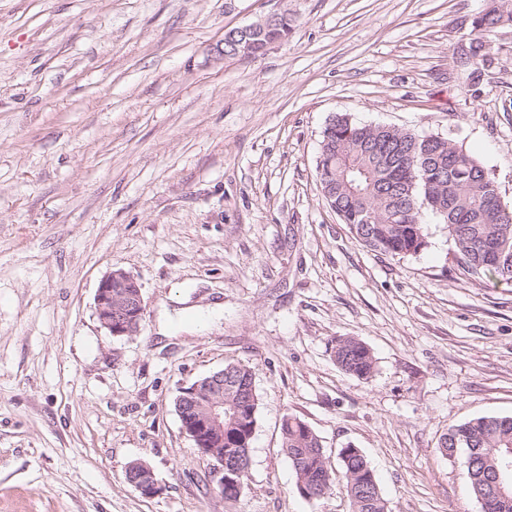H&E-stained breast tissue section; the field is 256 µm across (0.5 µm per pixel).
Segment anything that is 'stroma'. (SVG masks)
I'll return each mask as SVG.
<instances>
[{
    "mask_svg": "<svg viewBox=\"0 0 512 512\" xmlns=\"http://www.w3.org/2000/svg\"><path fill=\"white\" fill-rule=\"evenodd\" d=\"M488 3L0 0V512H350L340 471L300 494L287 415L329 458L360 448L388 512H482L438 445L512 415V286L463 273L430 213L418 254L360 244L316 163L345 114L463 145L511 207L512 26L481 76L465 62ZM283 6L288 41L225 59L227 30ZM117 268L142 288L135 336L94 311ZM339 336L373 351L370 379L336 366ZM228 362L260 395L235 503L175 406ZM134 465H141L142 468L145 470V473L136 475V472H133L132 476L130 475V477H132L131 483L134 486L130 483V479L128 478V475H126L127 483L131 487H133L135 490L137 489L145 497H152V496H155L156 494H158L160 491V488H159L158 483L155 480L154 475H153L152 471L150 470V468L148 466H146L145 464L138 462L131 466H128L127 469L131 471V468Z\"/></svg>",
    "mask_w": 512,
    "mask_h": 512,
    "instance_id": "35a3bbf8",
    "label": "stroma"
}]
</instances>
